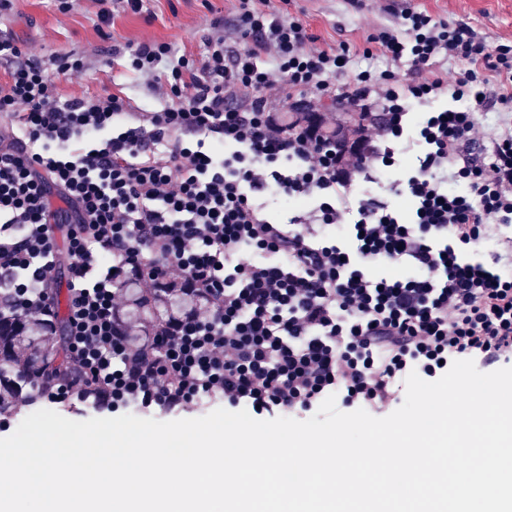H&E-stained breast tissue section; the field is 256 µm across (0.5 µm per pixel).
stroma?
<instances>
[{"label": "stroma", "instance_id": "obj_1", "mask_svg": "<svg viewBox=\"0 0 512 512\" xmlns=\"http://www.w3.org/2000/svg\"><path fill=\"white\" fill-rule=\"evenodd\" d=\"M236 6L237 0H153L154 21L119 11L110 27L102 29L97 0H74L67 13L59 12L54 0H15L12 12L0 18V30L44 61L64 54L83 59L85 70L73 79L48 69L61 98L120 91L133 111L145 112L156 102L144 84L131 81L125 68L114 64L113 46L158 38L196 54L210 20L220 17L225 27H232ZM269 6L283 13H305L310 33L322 42L348 44L358 68L386 69L385 60L364 58L367 36L372 27L397 25L401 10L407 8L451 21L463 19L486 33L490 42L512 43V0H270Z\"/></svg>", "mask_w": 512, "mask_h": 512}]
</instances>
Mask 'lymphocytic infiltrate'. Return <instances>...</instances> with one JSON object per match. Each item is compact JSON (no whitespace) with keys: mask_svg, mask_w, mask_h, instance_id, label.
<instances>
[{"mask_svg":"<svg viewBox=\"0 0 512 512\" xmlns=\"http://www.w3.org/2000/svg\"><path fill=\"white\" fill-rule=\"evenodd\" d=\"M400 18L368 37L386 70L352 73L349 46L238 0L236 40L213 19L199 55L127 44L152 112L117 93L61 99L43 61L0 35V320L60 321L67 357L0 391V428L38 403L272 417L332 395L382 417L410 372L512 360V122L492 135L480 121L512 112V44L462 19ZM448 58L462 66L452 84ZM330 95L361 112L353 133L322 111ZM277 103L313 126L280 123ZM397 165L405 216L356 192ZM264 196L311 207L275 216ZM487 240L489 265L473 257ZM130 271L139 301L179 309L122 319Z\"/></svg>","mask_w":512,"mask_h":512,"instance_id":"lymphocytic-infiltrate-1","label":"lymphocytic infiltrate"}]
</instances>
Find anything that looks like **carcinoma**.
I'll list each match as a JSON object with an SVG mask.
<instances>
[{
    "label": "carcinoma",
    "instance_id": "cac0c4a2",
    "mask_svg": "<svg viewBox=\"0 0 512 512\" xmlns=\"http://www.w3.org/2000/svg\"><path fill=\"white\" fill-rule=\"evenodd\" d=\"M131 298L126 316L143 317L147 309L138 302L137 285L129 281L124 285ZM59 330L58 325L46 323L36 330H31L22 322H0V388H16L25 384L28 375L33 372L47 371L58 363L65 362V355L57 350L48 353L44 345ZM18 343L27 344L30 351V363L21 371L13 363V349Z\"/></svg>",
    "mask_w": 512,
    "mask_h": 512
}]
</instances>
